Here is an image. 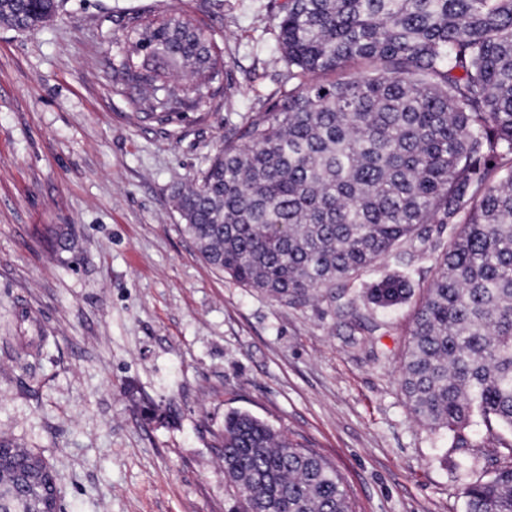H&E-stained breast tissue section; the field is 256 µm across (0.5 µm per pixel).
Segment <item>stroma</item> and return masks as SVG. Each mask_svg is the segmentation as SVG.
I'll use <instances>...</instances> for the list:
<instances>
[{
	"label": "stroma",
	"instance_id": "1",
	"mask_svg": "<svg viewBox=\"0 0 512 512\" xmlns=\"http://www.w3.org/2000/svg\"><path fill=\"white\" fill-rule=\"evenodd\" d=\"M278 0H61L0 25V436L54 468L61 512H230L217 437L250 413L314 449L356 512H463L448 433L397 381L413 304L284 305L208 266L174 187L289 88ZM182 9L227 101L160 127L112 85L123 19ZM75 247L54 248L59 232Z\"/></svg>",
	"mask_w": 512,
	"mask_h": 512
}]
</instances>
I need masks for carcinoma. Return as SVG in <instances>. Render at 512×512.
<instances>
[{"label": "carcinoma", "instance_id": "carcinoma-1", "mask_svg": "<svg viewBox=\"0 0 512 512\" xmlns=\"http://www.w3.org/2000/svg\"><path fill=\"white\" fill-rule=\"evenodd\" d=\"M56 0H0V24L44 27ZM112 69L133 115L166 125L225 96L209 29L127 14ZM278 46L297 84L224 138L174 192L202 259L283 304L328 299L358 276L390 308L414 296L400 245L450 227L416 305L399 383L416 418L448 431L474 478L464 512H512V0H285ZM189 72L187 82L167 79ZM478 419L483 433L472 436ZM234 512H354L335 469L246 412L224 418ZM471 448H491L479 456ZM38 454L0 438V512H59Z\"/></svg>", "mask_w": 512, "mask_h": 512}]
</instances>
